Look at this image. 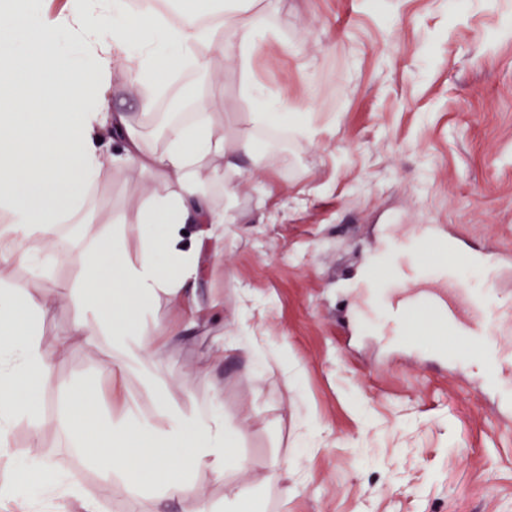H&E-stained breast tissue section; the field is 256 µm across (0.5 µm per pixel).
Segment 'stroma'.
<instances>
[{
    "instance_id": "obj_1",
    "label": "stroma",
    "mask_w": 512,
    "mask_h": 512,
    "mask_svg": "<svg viewBox=\"0 0 512 512\" xmlns=\"http://www.w3.org/2000/svg\"><path fill=\"white\" fill-rule=\"evenodd\" d=\"M272 24L257 34L254 77L264 99L302 114L307 138L248 128L255 102L231 56L215 55L206 75L180 63L154 90L166 113L205 90L228 141L247 132L256 147L233 189L208 182L211 207L232 221L201 251L195 296L220 303L221 316L191 323L165 298L148 315L181 330L158 376L202 409L221 393L241 434L234 452L247 468L220 480L199 471L198 492L216 512L231 493L259 512H512V414H497L467 341L431 329L409 349L365 299L378 256L433 266L432 253L408 255L416 224L449 225L488 254L478 268L448 266V278L475 291L500 278L512 293V265L498 260L512 253V0H277ZM156 186L112 168L80 189L69 233L48 253L122 222L136 255L138 211ZM79 279L59 263L0 266V288L37 282L66 295L38 326L47 347L81 313ZM246 333L268 353L254 369L222 353ZM443 346L454 362L437 360ZM85 381L103 412L119 411L105 356L76 341L37 398L42 416ZM9 446L0 487L25 485L28 502L0 496V512H79L39 485L46 460L79 474L102 512H150L146 495L87 466L51 424L35 442L29 421L15 420Z\"/></svg>"
}]
</instances>
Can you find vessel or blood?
Wrapping results in <instances>:
<instances>
[{
	"instance_id": "1",
	"label": "vessel or blood",
	"mask_w": 512,
	"mask_h": 512,
	"mask_svg": "<svg viewBox=\"0 0 512 512\" xmlns=\"http://www.w3.org/2000/svg\"><path fill=\"white\" fill-rule=\"evenodd\" d=\"M426 267L417 276L395 272L371 283L370 298L379 306L388 322L405 329L409 340H416L420 329L431 326L451 335L464 334L470 348L484 361L487 385H496L505 372L498 353L499 328L496 317L503 309V298L495 287L475 292L457 286L454 296L434 290L418 289L426 279Z\"/></svg>"
}]
</instances>
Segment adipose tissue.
<instances>
[{"label": "adipose tissue", "instance_id": "adipose-tissue-1", "mask_svg": "<svg viewBox=\"0 0 512 512\" xmlns=\"http://www.w3.org/2000/svg\"><path fill=\"white\" fill-rule=\"evenodd\" d=\"M33 0H0V33L10 43L0 49V264H32L60 235V221L76 202L77 186L102 179L113 165L136 166L154 176L159 191L142 206L138 222L142 246L128 258L117 227L98 228L91 243L66 251L67 264L82 271L81 317L56 348L41 345L35 326L59 302L53 289L29 285L0 289V445L8 443L11 422L28 417L40 433L43 417L33 404L45 379L70 341L91 350L111 337L113 381H122L134 365L160 358L172 331L141 323L159 297L179 301L191 318L205 311L190 289L197 275V242L213 236L227 214L207 204L200 171L223 159L226 185L242 173L241 157L254 143L241 134L228 145L214 124V100L194 99L198 118L163 130L164 147L149 149L141 132L153 122L154 100L142 96L138 118L112 112L104 104L108 77L122 67L129 84L155 79L171 56L192 57L197 70L210 68L215 53L233 55L241 87L255 94L251 59L253 35L274 9L273 0H194L179 24L148 10L124 23V0H72L69 15L41 18ZM81 40L91 63L73 65L61 51L65 36ZM116 132L120 155L105 153L100 135ZM151 415L125 409L111 417L92 404L91 384L74 386L55 424L69 435L84 460L130 492H153L154 512H170L172 503L196 498L195 512H214L197 498L194 477L206 470L223 478L228 468H244L233 447L239 439L223 409H189L174 400L166 385L155 384Z\"/></svg>", "mask_w": 512, "mask_h": 512}]
</instances>
